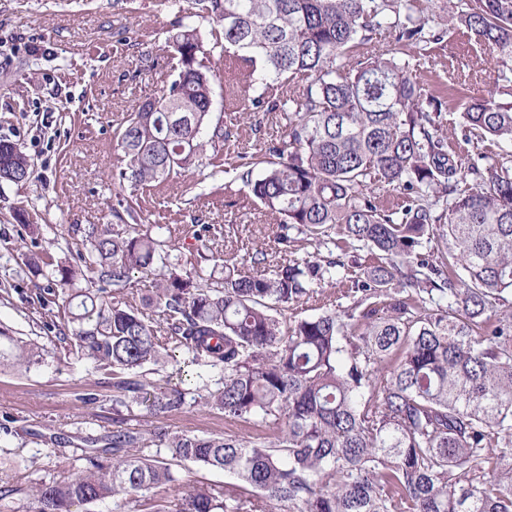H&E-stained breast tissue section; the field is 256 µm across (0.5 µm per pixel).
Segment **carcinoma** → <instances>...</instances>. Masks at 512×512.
I'll use <instances>...</instances> for the list:
<instances>
[{"label":"carcinoma","instance_id":"cac0c4a2","mask_svg":"<svg viewBox=\"0 0 512 512\" xmlns=\"http://www.w3.org/2000/svg\"><path fill=\"white\" fill-rule=\"evenodd\" d=\"M176 2L210 29L172 23L171 73L117 133L118 202L224 146L219 48L235 111L285 120L224 192L242 184L285 246L295 231L336 228L338 249L358 243L374 262L349 307L288 323L282 312L348 270L333 250L288 264L257 250L259 272L207 271L172 254L158 224H92L72 260L30 254L26 268L51 278L67 315V354L112 384L114 427L85 439L80 475L32 485L22 511L19 489L1 482L0 512L119 496L149 498L150 512H512V164L448 151L441 104L408 60L434 39L414 0ZM456 20L491 54L489 90L461 104L462 137L512 145V0H466ZM32 176L29 156L0 139V183ZM372 179L406 200L379 204ZM425 239L436 250L420 252ZM137 274L152 284L141 308L130 301ZM177 357V381L153 378ZM10 361L40 364L42 348L3 327L0 365ZM192 404L269 433L141 431L124 417ZM173 461L235 482L197 485L173 505L152 495L179 482Z\"/></svg>","mask_w":512,"mask_h":512}]
</instances>
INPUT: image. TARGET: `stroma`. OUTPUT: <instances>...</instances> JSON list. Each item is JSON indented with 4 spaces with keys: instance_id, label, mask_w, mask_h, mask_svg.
Instances as JSON below:
<instances>
[{
    "instance_id": "1",
    "label": "stroma",
    "mask_w": 512,
    "mask_h": 512,
    "mask_svg": "<svg viewBox=\"0 0 512 512\" xmlns=\"http://www.w3.org/2000/svg\"><path fill=\"white\" fill-rule=\"evenodd\" d=\"M452 6L464 9L465 0H416L414 17L440 39L410 56L426 94L442 102L447 131L461 121L464 94L482 88L480 63L488 56L449 19ZM175 17L170 0H132L125 9L114 0H0V139L21 144L35 169L28 182L0 185V324L37 338L46 351L43 363L30 368L0 367V481L24 492L42 478L75 477L86 438L112 430V390L90 363L66 355L62 312L52 303L36 305L39 290L21 270L35 249L58 257L81 249L73 225L114 223L115 130L167 79L165 38ZM211 66L214 112L228 133L223 148L206 151L198 168L142 186L132 222L168 226L178 254L201 252L218 266L249 249L266 250L275 262L326 253V245L301 235L278 244L247 193L224 194L226 171L279 138L283 120L277 112L258 113L252 124L237 120L224 101L223 57L214 56ZM18 207L36 225V238L17 225ZM199 223L233 225L234 235L196 234ZM83 392L97 393V401L79 402ZM166 423L190 435L230 429L222 415L199 406Z\"/></svg>"
}]
</instances>
